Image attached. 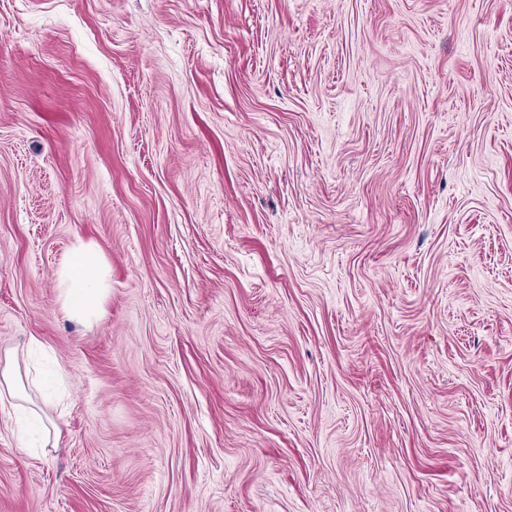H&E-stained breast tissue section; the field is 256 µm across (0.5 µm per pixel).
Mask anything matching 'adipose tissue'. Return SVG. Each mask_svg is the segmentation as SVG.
Segmentation results:
<instances>
[{"label": "adipose tissue", "mask_w": 512, "mask_h": 512, "mask_svg": "<svg viewBox=\"0 0 512 512\" xmlns=\"http://www.w3.org/2000/svg\"><path fill=\"white\" fill-rule=\"evenodd\" d=\"M59 300L71 319L89 324L98 320L109 293L106 272L84 248H76L59 272Z\"/></svg>", "instance_id": "1"}]
</instances>
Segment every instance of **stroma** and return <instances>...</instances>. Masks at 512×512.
<instances>
[{"instance_id": "1", "label": "stroma", "mask_w": 512, "mask_h": 512, "mask_svg": "<svg viewBox=\"0 0 512 512\" xmlns=\"http://www.w3.org/2000/svg\"><path fill=\"white\" fill-rule=\"evenodd\" d=\"M33 336L57 445L0 405V512H512V0H0ZM62 310L71 319L89 324L98 320L109 293L106 272L82 247L72 253L71 261L59 272Z\"/></svg>"}]
</instances>
